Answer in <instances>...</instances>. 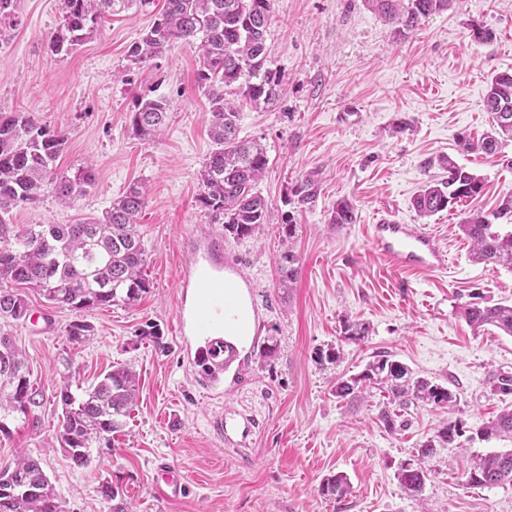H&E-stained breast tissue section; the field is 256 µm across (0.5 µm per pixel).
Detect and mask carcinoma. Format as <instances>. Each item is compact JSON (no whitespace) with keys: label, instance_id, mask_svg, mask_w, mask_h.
Segmentation results:
<instances>
[{"label":"carcinoma","instance_id":"obj_1","mask_svg":"<svg viewBox=\"0 0 512 512\" xmlns=\"http://www.w3.org/2000/svg\"><path fill=\"white\" fill-rule=\"evenodd\" d=\"M369 7L402 34L420 21L448 11L454 0H366ZM132 0H61L63 23L48 39L54 55L69 53L93 39L104 18L124 10ZM272 20V0H164L152 26L127 51L128 60L143 65L172 48L186 44L197 49L198 85L209 101L208 134L214 150L199 172L200 205L223 219L224 231L237 238L250 236L266 223L268 201L255 190L267 157L256 141L237 136L240 103L252 107L273 103L284 90V77L268 65L267 33ZM18 25L17 0H0V33ZM484 109L493 124L473 141L461 138L467 151L496 156L503 142L512 140V73H497L488 83ZM170 104L163 97H143L130 115L133 135L154 138L166 125ZM67 136L42 125L28 112L0 113V210L40 201L45 189L55 199L72 205L96 181L93 165L73 173L58 169L57 160ZM448 172L441 181L427 180L412 206L421 217L442 212L456 202L479 196L484 182L449 156L438 159ZM320 194L317 172H310L291 188L300 209L315 205ZM145 205L143 187L130 184L98 217L74 224H35L15 232L0 219V284L25 285L58 308L81 311L91 307L133 305L150 287L144 274V249L137 218ZM355 209L343 199L330 213L331 224H352ZM471 242L473 259L512 269V230L503 232L481 213H472L459 224ZM287 248L278 264L279 285L296 283L299 257L290 241L296 225H281ZM25 297L11 288L0 289V432L7 431L13 414L28 413L34 393L24 371L23 355L14 346L6 326L27 319ZM460 316L476 331L494 327L512 336V303L491 304L480 295L460 307ZM93 326L75 319L64 328L69 343L81 345L93 335ZM138 375L126 366H115L82 394L66 380L57 391L62 414L57 441L77 465L91 462L90 448L119 431L138 398ZM384 388L400 407L422 403L441 407L452 402L448 389L418 377L387 355L369 362L364 370L336 383L339 398H359L371 387ZM462 431L460 421H449L420 449L424 458L454 441ZM483 438L512 440V410L478 429ZM465 485L472 488L512 484V449L477 458L464 471ZM428 470L403 466L397 479L412 498L423 494ZM351 487L343 475L323 480L320 493L341 500ZM0 512H64L58 493L40 463L20 454L0 468Z\"/></svg>","mask_w":512,"mask_h":512}]
</instances>
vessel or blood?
Returning <instances> with one entry per match:
<instances>
[{
    "mask_svg": "<svg viewBox=\"0 0 512 512\" xmlns=\"http://www.w3.org/2000/svg\"><path fill=\"white\" fill-rule=\"evenodd\" d=\"M371 242L383 260L399 271L437 272L448 267V255L437 236L419 224L381 220L371 227ZM187 252L177 276L178 334L209 336L224 328L232 336L249 335L253 318L245 310L246 282L225 265L220 234L192 239Z\"/></svg>",
    "mask_w": 512,
    "mask_h": 512,
    "instance_id": "vessel-or-blood-1",
    "label": "vessel or blood"
}]
</instances>
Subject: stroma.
Returning <instances> with one entry per match:
<instances>
[{"label": "stroma", "instance_id": "35a3bbf8", "mask_svg": "<svg viewBox=\"0 0 512 512\" xmlns=\"http://www.w3.org/2000/svg\"><path fill=\"white\" fill-rule=\"evenodd\" d=\"M162 4L151 0L112 15L64 57L47 50L62 20L60 0H18L19 24L0 36V112H30L64 131L59 168L91 164L97 173L73 206L48 195L10 208L6 221L22 230L97 217L131 182H142L138 222L150 280L136 305L78 313L24 289L30 317L9 331L36 404L0 433V467L21 452L38 459L65 512H109L101 493L108 481L132 512H512L511 485L470 488L463 476L472 458L512 448L507 439L475 436L512 408V393L494 389L498 377L512 376V337L494 328L474 333L458 315L474 292L492 303L512 301V270L474 262L459 230L470 212L492 214L512 194V141L494 158L459 147L461 137L479 138L492 122L483 107L491 76L512 72V0H456L453 10L402 36L365 0H274L267 46L287 89L274 104L244 107L238 132L267 151L256 189L269 202L268 218L259 232L224 242L225 261L251 284L258 331L240 352V370L213 383L187 364L176 330L185 243L215 225L197 201L199 172L213 149L199 58L183 44L141 67L126 57ZM477 27L492 31L493 40L476 42ZM145 95L171 104L167 129L149 141L129 128ZM442 155L480 176L484 191L419 217L412 198L426 180L444 178L436 164ZM315 170L316 205L289 204L291 187ZM343 198L354 205L355 221L330 224ZM288 218L296 224L300 274L285 292L277 286V228ZM385 218L433 232L451 259L447 271L389 269L368 236L370 224ZM78 316L94 334L74 346L63 330ZM347 320L367 325L364 340L344 339ZM151 326L160 340L145 336ZM269 340L273 353L261 355ZM333 347L340 361H321ZM379 354L448 387L452 402L404 408L390 432L377 419L388 394L338 399L337 377L360 373ZM116 364L138 373L137 405L111 441L93 449L89 465H75L56 440V390L67 376L89 386ZM220 419L236 423L237 432L219 433ZM455 419L463 431L454 443L419 459L421 445ZM417 461L430 477L415 499L397 473ZM163 462L182 481L172 499L156 489ZM336 474L351 486L339 500L320 493L323 479Z\"/></svg>", "mask_w": 512, "mask_h": 512}]
</instances>
